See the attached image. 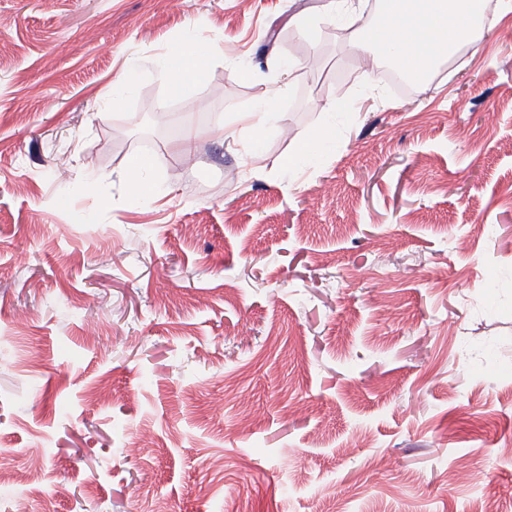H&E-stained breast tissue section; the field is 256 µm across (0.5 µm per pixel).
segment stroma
<instances>
[{
    "instance_id": "1",
    "label": "stroma",
    "mask_w": 512,
    "mask_h": 512,
    "mask_svg": "<svg viewBox=\"0 0 512 512\" xmlns=\"http://www.w3.org/2000/svg\"><path fill=\"white\" fill-rule=\"evenodd\" d=\"M489 2L402 90L351 27L292 24L328 0H0V452L69 490L3 482L0 512H512V0ZM187 39L211 55L176 93L157 63ZM270 96L258 155L219 136ZM161 114L189 145L141 146ZM322 146L323 142L319 139L298 142L294 146L293 150L283 158V167L287 170L294 169L303 158L318 154L321 151ZM150 165L142 158H136L127 164L128 176L134 192L144 199H150L155 194V184L147 176Z\"/></svg>"
}]
</instances>
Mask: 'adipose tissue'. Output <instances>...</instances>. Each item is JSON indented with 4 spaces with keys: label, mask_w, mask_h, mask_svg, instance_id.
<instances>
[{
    "label": "adipose tissue",
    "mask_w": 512,
    "mask_h": 512,
    "mask_svg": "<svg viewBox=\"0 0 512 512\" xmlns=\"http://www.w3.org/2000/svg\"><path fill=\"white\" fill-rule=\"evenodd\" d=\"M485 6V0H384L382 21L358 28L355 45L364 58L382 56L424 74L473 44ZM208 55L193 43L177 46L160 62L159 73L177 89L199 82Z\"/></svg>",
    "instance_id": "ef3b65f1"
}]
</instances>
